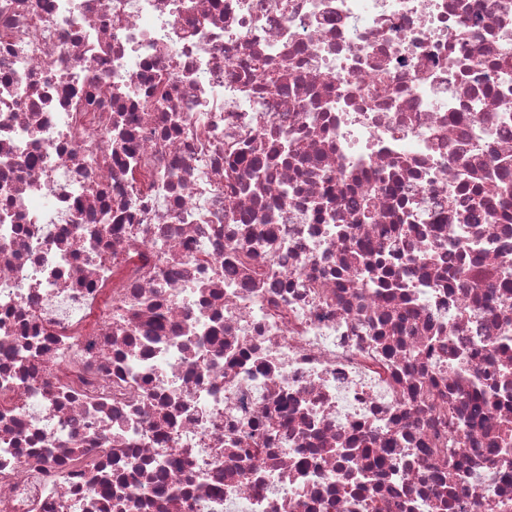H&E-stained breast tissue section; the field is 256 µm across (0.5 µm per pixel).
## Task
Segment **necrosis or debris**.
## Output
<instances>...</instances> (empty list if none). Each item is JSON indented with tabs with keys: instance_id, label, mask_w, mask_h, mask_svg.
Segmentation results:
<instances>
[{
	"instance_id": "necrosis-or-debris-1",
	"label": "necrosis or debris",
	"mask_w": 512,
	"mask_h": 512,
	"mask_svg": "<svg viewBox=\"0 0 512 512\" xmlns=\"http://www.w3.org/2000/svg\"><path fill=\"white\" fill-rule=\"evenodd\" d=\"M508 429L512 0H0V512H512Z\"/></svg>"
}]
</instances>
